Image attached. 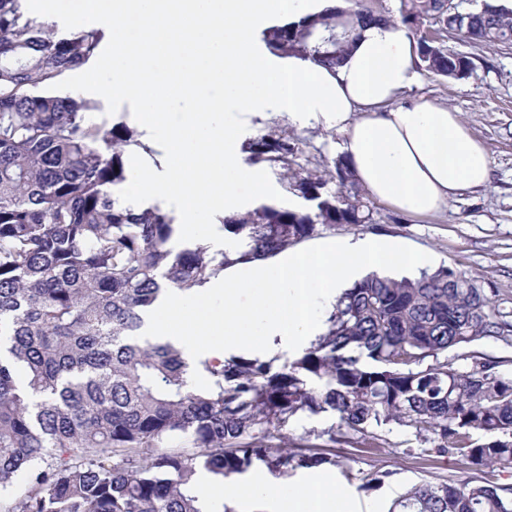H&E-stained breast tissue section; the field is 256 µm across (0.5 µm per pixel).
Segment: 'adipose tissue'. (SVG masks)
<instances>
[{
    "label": "adipose tissue",
    "mask_w": 512,
    "mask_h": 512,
    "mask_svg": "<svg viewBox=\"0 0 512 512\" xmlns=\"http://www.w3.org/2000/svg\"><path fill=\"white\" fill-rule=\"evenodd\" d=\"M341 0H75L71 24L94 19L112 31L84 85L102 98L129 97L150 153L121 193L122 204H164L186 240L220 248L214 217L269 197L263 172L237 161L240 125L225 110L266 108L289 121L332 130L355 179L376 199L417 217L433 215L462 191L487 187L491 160L458 113L428 100L400 103L418 73L415 41L399 22L358 30L333 68L300 57L271 65L253 53V28L296 23ZM188 99L184 112L174 102ZM224 494L250 512H350L329 477L285 489L271 482L224 481Z\"/></svg>",
    "instance_id": "adipose-tissue-1"
}]
</instances>
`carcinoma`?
Returning <instances> with one entry per match:
<instances>
[{"label": "carcinoma", "mask_w": 512, "mask_h": 512, "mask_svg": "<svg viewBox=\"0 0 512 512\" xmlns=\"http://www.w3.org/2000/svg\"><path fill=\"white\" fill-rule=\"evenodd\" d=\"M23 2L0 0V492L25 476L20 512H215L197 488L203 471L222 480L256 466L286 476L332 463L282 449L297 415L332 418L367 448L397 425L475 468H512V375L478 356L465 368L447 357L483 338L509 341L512 321L452 269L372 272L337 298L299 357L216 358L204 363L202 388L178 347L139 340L160 295L189 293L320 225L370 223L372 210L340 158L335 192L318 175L296 182L306 208L224 216V232L248 250L176 245L173 216L115 196L128 153L145 148L140 133L98 124L95 102L53 90L96 59L98 32L57 37ZM349 3L272 25L262 39L277 56L335 66L357 27L388 20L366 0ZM400 16L421 67L440 78L463 79L475 64L422 30L428 17L471 43L512 45V8L501 0H475L466 13L401 0ZM293 150L281 135L249 145L253 162L285 167ZM389 512H512V496L491 482L424 483Z\"/></svg>", "instance_id": "obj_1"}]
</instances>
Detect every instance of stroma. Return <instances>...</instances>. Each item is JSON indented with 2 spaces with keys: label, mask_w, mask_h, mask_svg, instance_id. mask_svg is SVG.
Instances as JSON below:
<instances>
[{
  "label": "stroma",
  "mask_w": 512,
  "mask_h": 512,
  "mask_svg": "<svg viewBox=\"0 0 512 512\" xmlns=\"http://www.w3.org/2000/svg\"><path fill=\"white\" fill-rule=\"evenodd\" d=\"M441 44L450 51L472 57L475 68L466 78L442 79L421 72L420 81L404 92L402 102L424 98L459 112L473 134L485 145L492 166V182L482 190H467L451 199L439 214L418 218L378 200H371L373 221L369 224H338L320 227L318 237L338 239L365 235L391 236L430 257L429 269L445 267L481 283L496 307L512 317V45L490 46L465 43L443 33ZM268 134H283L294 145L290 168L278 162L261 168L276 187L273 204L303 209L305 201L295 188L296 178L307 174L325 177L328 190H335L331 173L339 157L338 134L318 127H298L287 116L261 112L250 119L247 141ZM329 419L294 417L285 428V448L322 453L329 464L322 469L300 470L281 478L282 486L309 481L318 473L329 474L350 499L352 512H388L391 503L418 483L433 485L490 481L512 486V469L477 470L453 452L424 448L404 428L388 434L386 447L371 449L340 429L328 436ZM383 473L377 487L364 489L368 475Z\"/></svg>",
  "instance_id": "obj_1"
}]
</instances>
